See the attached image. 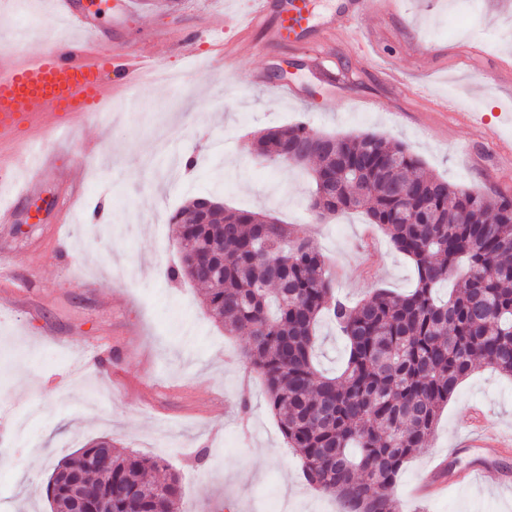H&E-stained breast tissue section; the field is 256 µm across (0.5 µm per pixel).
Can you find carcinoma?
I'll return each mask as SVG.
<instances>
[{
  "mask_svg": "<svg viewBox=\"0 0 512 512\" xmlns=\"http://www.w3.org/2000/svg\"><path fill=\"white\" fill-rule=\"evenodd\" d=\"M251 147L277 164L315 162L310 208L326 217L364 211L412 262L414 289L343 301L324 256L288 225L203 197L171 217L181 256L166 278L206 287L211 318L249 337L245 357L307 484L333 496L340 512H396L397 477L462 380L483 365L512 378V198L492 207L375 133L325 136L296 124L259 133ZM333 171L342 177L331 192ZM397 185L412 199L409 217L391 191ZM451 279L456 289L439 298ZM323 317L346 339L334 377L314 360ZM90 453L103 456L95 470L84 465ZM161 466L108 437L94 440L54 465L51 512H73L84 494L110 512H166L181 487L174 474L151 478Z\"/></svg>",
  "mask_w": 512,
  "mask_h": 512,
  "instance_id": "obj_1",
  "label": "carcinoma"
}]
</instances>
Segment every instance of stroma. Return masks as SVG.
<instances>
[{
    "label": "stroma",
    "instance_id": "stroma-1",
    "mask_svg": "<svg viewBox=\"0 0 512 512\" xmlns=\"http://www.w3.org/2000/svg\"><path fill=\"white\" fill-rule=\"evenodd\" d=\"M128 4L112 31L120 50L148 51L154 30L202 28L252 9V0ZM341 4L312 0L320 69L351 73L335 87L288 46L259 56L244 42L235 58L214 63L200 41L165 61L179 84L141 85L143 107L113 105L103 126L71 117L51 141L41 127L26 128L0 146L6 160L36 145L56 155L41 197L20 200L17 186H0V201L17 203L15 222L0 224L7 271L0 289L26 284L15 306L0 307V512H51L45 486L53 465L101 436L177 473L182 512H277L283 503L288 512H338L337 502L304 481L244 356L247 337L214 322L202 287L163 272L180 256L171 215L213 194L224 206L294 225L325 257L340 298L412 290L411 261L366 213L315 222L307 172L249 152L253 134L264 129L303 123L323 135L373 132L403 143L427 170L462 188L512 195V165L495 156L493 144L512 138V82L498 77L512 66V0H401L388 16L373 4L346 33L324 36L323 21ZM64 33L52 19V0H12L0 9V50L34 58ZM408 35L425 38L434 54L405 55L399 40ZM258 72L264 85L244 84ZM288 82L301 97L278 95ZM165 125L182 132L174 151L197 157L191 176L173 181L162 167H144ZM91 143L112 161L93 166L79 206L57 223L45 202L73 194V160ZM315 356L324 372L340 373L345 341L330 322L320 326ZM244 400L250 410L243 417ZM478 414L512 433V379L485 367L462 381L429 441L400 472L398 512H512V491L499 487L502 473L512 474V458L439 499L411 495L438 453L460 439L463 422ZM203 448L211 455L199 466L194 456Z\"/></svg>",
    "mask_w": 512,
    "mask_h": 512
}]
</instances>
